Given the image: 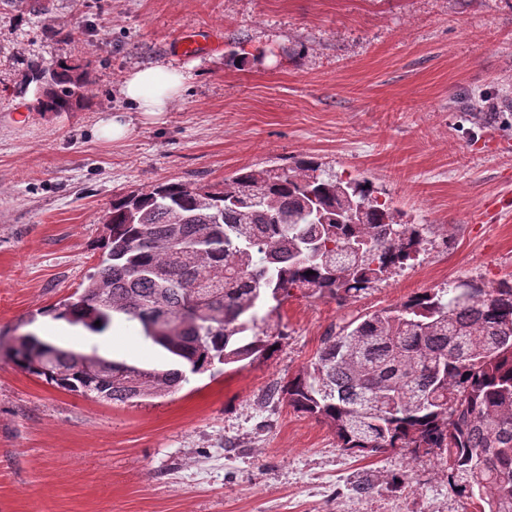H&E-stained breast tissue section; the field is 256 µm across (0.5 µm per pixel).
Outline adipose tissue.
Here are the masks:
<instances>
[{"label":"adipose tissue","instance_id":"adipose-tissue-1","mask_svg":"<svg viewBox=\"0 0 512 512\" xmlns=\"http://www.w3.org/2000/svg\"><path fill=\"white\" fill-rule=\"evenodd\" d=\"M188 79V73L182 69L140 66L124 76L121 94L142 122L159 125L165 123Z\"/></svg>","mask_w":512,"mask_h":512}]
</instances>
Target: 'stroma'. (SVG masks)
Here are the masks:
<instances>
[{
	"mask_svg": "<svg viewBox=\"0 0 512 512\" xmlns=\"http://www.w3.org/2000/svg\"><path fill=\"white\" fill-rule=\"evenodd\" d=\"M72 29L68 43L50 30ZM222 31L213 52L170 42ZM89 63L87 104L35 109L27 63ZM190 79L165 124L132 119L120 86L141 65ZM477 90L506 98L495 121L453 109ZM308 157L369 182L431 225L413 267L357 298L293 294L271 320L272 356L189 375L174 394L125 404L58 389L14 365L35 332L139 367L172 359L118 318L105 335H65L49 307L79 291L103 251L113 198L156 183L220 184L243 167ZM512 0H54L38 18L0 10V512H457L430 456L365 459L294 412L273 388L353 316L448 282L512 274ZM405 479L393 487L392 474ZM366 481L372 494L358 493ZM130 126L122 114H114L101 120L96 128V135L102 140L116 142L130 134Z\"/></svg>",
	"mask_w": 512,
	"mask_h": 512,
	"instance_id": "1",
	"label": "stroma"
}]
</instances>
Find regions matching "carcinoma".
Segmentation results:
<instances>
[{"label": "carcinoma", "instance_id": "obj_1", "mask_svg": "<svg viewBox=\"0 0 512 512\" xmlns=\"http://www.w3.org/2000/svg\"><path fill=\"white\" fill-rule=\"evenodd\" d=\"M0 4L40 16L51 0ZM32 83L38 111L68 112L87 100L90 76L52 60L24 71L20 91ZM374 193L312 159L243 167L221 186L133 191L104 215L97 271L49 312L98 335L119 315L192 373L257 360L279 343L269 316L259 315L267 300L273 313L295 291L356 298L424 253L427 225L403 220ZM158 313L171 319L162 335ZM90 353L103 365L33 333L11 347L24 372L114 403L163 397L187 380L182 368L141 369L96 347ZM274 392L329 426L347 452L436 455L462 512H512V277L459 280L345 321Z\"/></svg>", "mask_w": 512, "mask_h": 512}]
</instances>
